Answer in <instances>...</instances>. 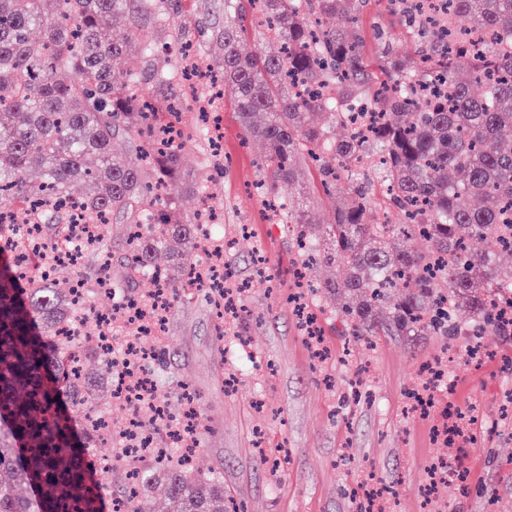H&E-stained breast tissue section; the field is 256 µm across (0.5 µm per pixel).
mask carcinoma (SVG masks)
<instances>
[{"mask_svg":"<svg viewBox=\"0 0 512 512\" xmlns=\"http://www.w3.org/2000/svg\"><path fill=\"white\" fill-rule=\"evenodd\" d=\"M446 2V28L423 36L417 18L390 10L402 28L369 49L371 0H224L206 40L207 77L243 141L265 147L257 187L294 225L306 287L355 336H512V270L498 263L512 254V0ZM185 3L0 0V214L54 237L72 223V182H88L84 222L124 225L119 287L132 300L152 293L156 281L139 284L155 273L169 288L189 283L180 258L201 243L198 209L212 197L207 178L187 183L182 169L204 136L179 128L170 49L182 60L192 39ZM337 15L347 26H326ZM469 35L491 38L479 65ZM249 37L277 51L245 55ZM358 103L374 115L368 136L352 121ZM395 211L403 222H389ZM77 316L98 318L74 285L24 283L13 255L0 262V512H102L112 493V469L91 479L86 468L107 436L74 433L99 386L83 362L112 368L94 332L77 355L63 341ZM129 475L132 512H150L158 483L170 512H236L223 481L179 460Z\"/></svg>","mask_w":512,"mask_h":512,"instance_id":"cac0c4a2","label":"carcinoma"}]
</instances>
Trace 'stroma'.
<instances>
[{
    "label": "stroma",
    "instance_id": "35a3bbf8",
    "mask_svg": "<svg viewBox=\"0 0 512 512\" xmlns=\"http://www.w3.org/2000/svg\"><path fill=\"white\" fill-rule=\"evenodd\" d=\"M220 157L192 148L186 177L208 175L231 281L246 284L231 328L208 292H175L150 367L157 393L197 411L194 468L217 473L241 512H512V339L355 336L326 301L310 298L327 350L319 359L297 325L292 227L271 220L249 186L257 144L224 113ZM448 350L435 404L417 412L410 389Z\"/></svg>",
    "mask_w": 512,
    "mask_h": 512
}]
</instances>
